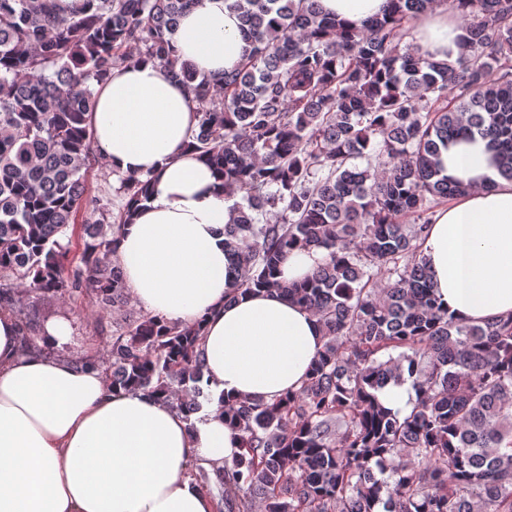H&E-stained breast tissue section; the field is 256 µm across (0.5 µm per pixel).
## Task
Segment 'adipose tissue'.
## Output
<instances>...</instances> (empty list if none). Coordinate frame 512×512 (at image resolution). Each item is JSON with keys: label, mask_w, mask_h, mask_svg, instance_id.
<instances>
[{"label": "adipose tissue", "mask_w": 512, "mask_h": 512, "mask_svg": "<svg viewBox=\"0 0 512 512\" xmlns=\"http://www.w3.org/2000/svg\"><path fill=\"white\" fill-rule=\"evenodd\" d=\"M388 0H319L323 12L361 26ZM456 10L421 13L412 38L422 53L456 59ZM176 55L199 75L233 69L249 50L225 0H200L178 20ZM91 115L100 158L122 175L151 176L153 194L122 227L116 256L137 304L169 322L204 320V377L214 393L272 402L300 388L323 346L316 318L277 293L234 295L224 252L234 197L187 144L197 101L156 61L114 70L95 88ZM466 190L439 211L423 243L435 296L449 315L481 324L512 314V181L500 178L480 136L442 155ZM16 313L0 308V512H218L188 475L240 452L218 405L186 420L142 391L112 389L98 366L60 355L69 321L46 324L25 348Z\"/></svg>", "instance_id": "adipose-tissue-1"}]
</instances>
